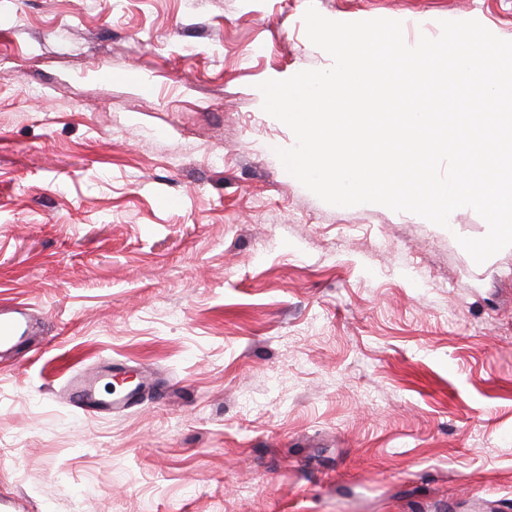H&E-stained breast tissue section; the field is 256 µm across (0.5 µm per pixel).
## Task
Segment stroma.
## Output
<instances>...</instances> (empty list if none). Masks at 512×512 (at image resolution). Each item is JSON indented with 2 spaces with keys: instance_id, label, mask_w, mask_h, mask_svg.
I'll list each match as a JSON object with an SVG mask.
<instances>
[{
  "instance_id": "obj_1",
  "label": "stroma",
  "mask_w": 512,
  "mask_h": 512,
  "mask_svg": "<svg viewBox=\"0 0 512 512\" xmlns=\"http://www.w3.org/2000/svg\"><path fill=\"white\" fill-rule=\"evenodd\" d=\"M311 5L512 40V0H0V306L40 328L0 512H512V247L286 171L257 85L330 67ZM106 359L157 388L77 407ZM122 365H107L97 370L94 375L76 376L70 380L71 400L89 411L112 412V409L125 407L135 401L138 392L145 384V375L141 371L139 381L129 391L116 394L117 398L104 400L100 397L99 382L101 380L116 379L124 369Z\"/></svg>"
}]
</instances>
